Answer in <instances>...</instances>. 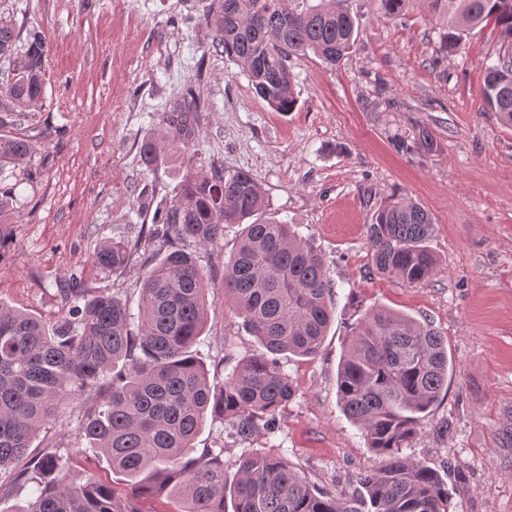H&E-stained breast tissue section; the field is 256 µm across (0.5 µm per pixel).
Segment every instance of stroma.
<instances>
[{
  "label": "stroma",
  "instance_id": "35a3bbf8",
  "mask_svg": "<svg viewBox=\"0 0 512 512\" xmlns=\"http://www.w3.org/2000/svg\"><path fill=\"white\" fill-rule=\"evenodd\" d=\"M211 0H0L21 32L40 27L48 47L45 101L10 130L29 139L26 170L0 173L11 190L12 237L0 261V302L57 327L72 275L85 287L137 299L143 254L125 275L97 268L104 240L136 241L178 180L139 163L143 139L187 86L205 108L195 169L250 172L268 216L294 224L321 249L335 314L318 355H280L294 394L276 433L241 440L231 424L206 422L197 448L220 453L228 475L255 452L295 467L311 484L350 495L379 466L361 430L342 412L336 375L355 324L373 307L429 321L448 339V392L422 420L406 455L436 470L451 512H512V126L488 110L484 69L497 59L493 26L448 51L426 0L400 15L379 0H343L357 43L336 66L309 54L290 60L298 104L274 111L241 69L212 46ZM424 128L426 147L413 140ZM408 137L407 148L397 140ZM433 215L431 280L407 285L373 274L366 226L391 198ZM239 228L201 254L212 304L195 349L211 379L264 351L224 292V262ZM82 401L64 406L28 450L72 459L66 481L109 478L108 458L78 433Z\"/></svg>",
  "mask_w": 512,
  "mask_h": 512
}]
</instances>
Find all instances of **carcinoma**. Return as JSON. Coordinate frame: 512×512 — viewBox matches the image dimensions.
I'll list each match as a JSON object with an SVG mask.
<instances>
[{
	"label": "carcinoma",
	"instance_id": "carcinoma-1",
	"mask_svg": "<svg viewBox=\"0 0 512 512\" xmlns=\"http://www.w3.org/2000/svg\"><path fill=\"white\" fill-rule=\"evenodd\" d=\"M342 0L298 10L290 0H213L205 23L215 48L247 75L276 112L298 100L290 57L313 53L336 66L356 41L355 19ZM440 19L443 47L457 50L482 24L498 28L497 60L485 67L482 95L489 110L512 126V0H428ZM13 18L0 12V170L22 169L32 144L7 134L8 117L44 100L46 40L28 31L23 48ZM204 103L192 86L170 103L157 132L139 147L149 170L167 168L192 152ZM262 188L245 171L182 169L174 197L145 232L153 250L139 288L138 312L128 300L91 292L73 276L67 314L50 330L36 316L0 304V472L24 458L32 440L62 405L89 393L95 405L78 421L88 447L108 456L112 473L138 499L167 496L175 512H449L448 487L432 468L403 453L422 419L448 390V339L426 322L372 308L353 327L338 373L345 414L357 423L380 466L358 477L362 502L311 486L287 462L251 455L228 483L224 461L195 441L207 417L232 424L243 439L259 425L275 431L278 410L293 396L279 355L310 357L333 317L332 284L321 251L274 219L248 222L267 209ZM242 226L224 262V288L267 354L240 363L223 382L210 381L193 346L208 316L210 270L197 248ZM434 218L422 204L395 197L367 227L375 273L408 285L430 280L437 259L428 240ZM141 241H104L94 252L102 270L123 274ZM61 457L30 460L17 484L36 481L38 496L23 512H144L110 479L60 484Z\"/></svg>",
	"mask_w": 512,
	"mask_h": 512
}]
</instances>
